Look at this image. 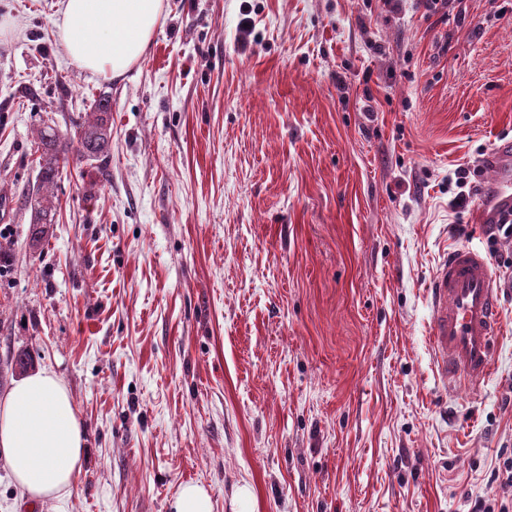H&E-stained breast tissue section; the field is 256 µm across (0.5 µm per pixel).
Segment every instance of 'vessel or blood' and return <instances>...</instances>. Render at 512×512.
Wrapping results in <instances>:
<instances>
[{
    "instance_id": "1",
    "label": "vessel or blood",
    "mask_w": 512,
    "mask_h": 512,
    "mask_svg": "<svg viewBox=\"0 0 512 512\" xmlns=\"http://www.w3.org/2000/svg\"><path fill=\"white\" fill-rule=\"evenodd\" d=\"M492 176L477 189L476 221L483 227L512 217V141L495 143L486 162ZM431 345L441 379L477 382L490 376L498 334V283L481 250L448 251L429 289Z\"/></svg>"
}]
</instances>
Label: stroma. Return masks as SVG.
Here are the masks:
<instances>
[{"label":"stroma","mask_w":512,"mask_h":512,"mask_svg":"<svg viewBox=\"0 0 512 512\" xmlns=\"http://www.w3.org/2000/svg\"><path fill=\"white\" fill-rule=\"evenodd\" d=\"M58 0H0V396L53 369L83 421L70 493L0 512H473L512 501V288L495 370L442 381L429 285L512 239L456 171L512 139V0H164L147 54L93 77ZM112 94V152L33 225L35 133ZM248 488L247 499L237 496ZM172 512H211L210 497L199 483L182 484L171 502Z\"/></svg>","instance_id":"stroma-1"}]
</instances>
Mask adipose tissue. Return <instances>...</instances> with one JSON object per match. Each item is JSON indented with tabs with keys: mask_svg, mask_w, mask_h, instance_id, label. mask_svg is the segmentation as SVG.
<instances>
[{
	"mask_svg": "<svg viewBox=\"0 0 512 512\" xmlns=\"http://www.w3.org/2000/svg\"><path fill=\"white\" fill-rule=\"evenodd\" d=\"M163 0H58L57 27L76 66L123 76L149 50ZM86 455L64 382L49 368L15 381L0 399V459L35 504L68 493Z\"/></svg>",
	"mask_w": 512,
	"mask_h": 512,
	"instance_id": "obj_1",
	"label": "adipose tissue"
}]
</instances>
